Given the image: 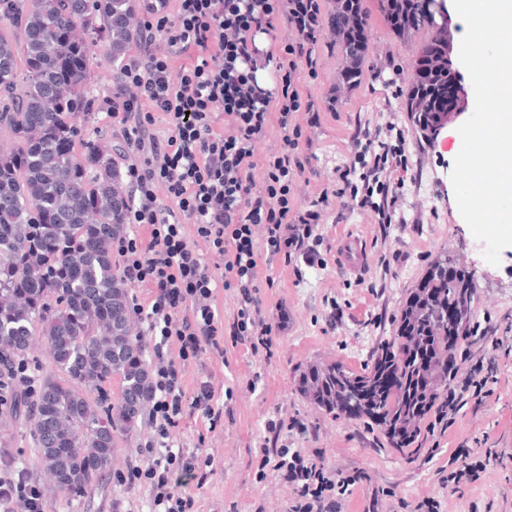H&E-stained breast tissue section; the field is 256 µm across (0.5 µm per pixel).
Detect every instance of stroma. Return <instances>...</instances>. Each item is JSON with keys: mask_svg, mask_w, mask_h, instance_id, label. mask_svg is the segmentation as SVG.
Masks as SVG:
<instances>
[{"mask_svg": "<svg viewBox=\"0 0 512 512\" xmlns=\"http://www.w3.org/2000/svg\"><path fill=\"white\" fill-rule=\"evenodd\" d=\"M370 54L354 89L333 107L323 108L320 126L312 138L316 159L312 165L327 175L347 160V140L356 116L384 123V108L392 106L396 122L407 114L392 102V90L376 78L377 69L398 65L399 84L410 88L418 47L429 38L419 31L406 40L395 35L377 0H366ZM96 109L88 114L91 137L101 139L113 162H120L129 144L119 126L99 109L111 97L116 69L106 52L93 60ZM461 149L454 129L442 131L434 149L422 156V176L405 189V223L380 234L370 214L347 213L342 200L332 210L344 213L340 224H325V265H309L302 257L292 262L261 260L260 289L265 316L273 327L271 354L253 353L249 343L225 342L222 350L205 348L198 362L185 370L184 390L194 395L201 373L214 385V409L221 420L210 426L200 412H187L171 432L172 441L196 450L208 460L206 476L191 492L199 512H287L289 491L275 473H262V450L269 443L281 448H315L325 470L363 471L364 479L343 496L344 512H368L373 493L386 489L408 503L427 494L441 495L439 482L455 470L453 454L463 445L482 442L492 449L487 470L476 482L461 483L457 512H502L512 500V457L500 456L502 443H512V358L502 367L499 381L481 407L466 404L445 433L419 438L411 447H394L378 426L350 420L320 407L299 386L302 372L342 365L361 372L393 331L392 320L405 305L410 290L439 255L463 266L475 286L471 322L476 329L493 325L512 346V247L501 253L499 265L483 258L477 241L462 218L455 199L436 202L435 187H450L454 159ZM355 238L367 249L370 262L387 258L392 276L380 280L375 271L346 270L334 245ZM342 311V324L329 326L330 310ZM301 418L310 428L300 436L284 431L272 436L269 425L282 418ZM33 424L0 414V459L24 466L41 490L45 512H149L150 491L120 484L116 475L138 463L139 451L151 439L148 420L118 433L114 470L80 497L58 491L44 470L33 440Z\"/></svg>", "mask_w": 512, "mask_h": 512, "instance_id": "1", "label": "stroma"}]
</instances>
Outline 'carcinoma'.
<instances>
[{"mask_svg":"<svg viewBox=\"0 0 512 512\" xmlns=\"http://www.w3.org/2000/svg\"><path fill=\"white\" fill-rule=\"evenodd\" d=\"M397 16L404 36L435 29L441 16L434 0H403ZM134 0H0V19L20 27L23 45L0 33V133L11 145L0 150V369L27 354L36 327L65 379L48 381L31 399H14L9 414L33 421L42 463L64 492L77 496L112 470L115 434L132 429L151 397L148 367L133 336L128 293L112 262V244L121 232L126 198L115 191L118 175L107 152L84 134L95 48L107 45L121 59L135 38L128 19ZM437 45L425 42L405 111L426 132L425 113L448 107V79L435 67ZM23 57L26 74L17 75ZM33 128L42 130L34 139ZM434 293L421 305L414 332L400 331L363 376L381 386L369 404L352 386L357 374L341 365L311 369L299 383L317 382L319 405L336 410V390L344 394L347 416L363 417L390 432L391 415L422 414L415 388L432 363L436 391L448 382L455 349L448 337L462 336L469 321L467 285L448 276V258L429 266ZM121 381L117 399L107 385ZM97 393L90 401L80 392Z\"/></svg>","mask_w":512,"mask_h":512,"instance_id":"cac0c4a2","label":"carcinoma"}]
</instances>
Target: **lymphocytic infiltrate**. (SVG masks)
<instances>
[{"label":"lymphocytic infiltrate","instance_id":"obj_1","mask_svg":"<svg viewBox=\"0 0 512 512\" xmlns=\"http://www.w3.org/2000/svg\"><path fill=\"white\" fill-rule=\"evenodd\" d=\"M145 16L132 52L122 65L108 109L129 142L125 217L137 230L117 237L122 280L150 289L146 319L158 341L151 360L148 412L153 436L141 463L119 477L152 491V512H196L187 488L199 474L196 452L171 441L186 410L219 418L212 406L210 378L200 380L191 405H184L185 368L205 346L219 347L223 334L271 349L272 328L263 317L260 258L318 261L331 201L374 215L380 230L404 223V188L415 174L409 163L406 129L388 121L356 122L349 159L333 170L313 198L299 183L312 156L300 143L304 127H316L319 103L303 90L315 75L319 45L343 42L349 66L360 69L368 46V25L360 0H135ZM166 51H158V42ZM192 61H185V54ZM305 113L306 124L295 116ZM231 124L218 128L219 116ZM168 136L155 131L159 120ZM277 148L261 151L270 125ZM165 187L169 206L158 200ZM224 260V278L188 243L185 224ZM233 292L238 309L230 327L219 326L212 303L216 288ZM499 339L481 352L463 348L444 395H422L425 415L402 421L397 441L422 429L448 428L467 402L482 404L501 368ZM292 498L288 512H341L334 488L361 481L359 473L325 474L311 456L294 452L271 459ZM45 512V501L28 470L0 464V512Z\"/></svg>","mask_w":512,"mask_h":512}]
</instances>
